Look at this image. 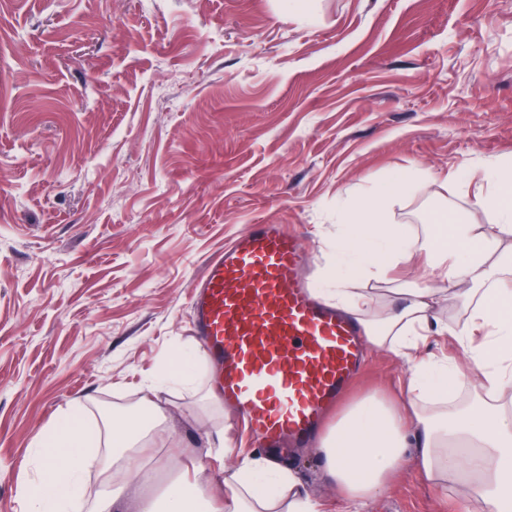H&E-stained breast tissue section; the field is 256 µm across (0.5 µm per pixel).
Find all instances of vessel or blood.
<instances>
[{
	"label": "vessel or blood",
	"instance_id": "b4317fda",
	"mask_svg": "<svg viewBox=\"0 0 512 512\" xmlns=\"http://www.w3.org/2000/svg\"><path fill=\"white\" fill-rule=\"evenodd\" d=\"M309 262L298 233L252 224L205 263L193 296L219 393L263 445L307 444L361 365L357 324L315 296Z\"/></svg>",
	"mask_w": 512,
	"mask_h": 512
}]
</instances>
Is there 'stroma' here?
<instances>
[{
    "instance_id": "obj_1",
    "label": "stroma",
    "mask_w": 512,
    "mask_h": 512,
    "mask_svg": "<svg viewBox=\"0 0 512 512\" xmlns=\"http://www.w3.org/2000/svg\"><path fill=\"white\" fill-rule=\"evenodd\" d=\"M512 158V0H0V512H34L35 445L80 406L103 426L154 398L138 490L193 479L207 431L250 457L232 410L147 383L200 348L190 301L204 264L247 225L300 231L312 281L336 261V211L396 172L427 169L384 220L423 239L438 206L499 237L475 198ZM407 363L367 349L347 395L400 399ZM335 504L318 446L280 457ZM367 512H491L407 468Z\"/></svg>"
}]
</instances>
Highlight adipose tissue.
<instances>
[{"instance_id": "adipose-tissue-1", "label": "adipose tissue", "mask_w": 512, "mask_h": 512, "mask_svg": "<svg viewBox=\"0 0 512 512\" xmlns=\"http://www.w3.org/2000/svg\"><path fill=\"white\" fill-rule=\"evenodd\" d=\"M430 174L418 170L377 186L352 210L338 216L336 264L324 277L334 297L359 324L371 346L387 348L409 365L401 403L374 394L351 403L320 440L325 477L348 512H364L413 465L432 486L462 482L470 498L490 503L493 512H512V255L491 257L475 225L457 223L435 212L424 245L385 223L382 207L397 194L411 193ZM481 207L512 232V164L485 168ZM418 263L433 280L405 288L406 302L383 318L372 316V295L347 289L350 276L378 284L392 280L395 268ZM475 298L458 342L466 359L479 364L475 396L453 406L463 377L456 362L426 348L428 336L443 334L437 300L439 284ZM158 405L148 414L132 412L107 422L101 433L86 427L76 408L59 413L38 446L41 478L35 496L40 512H72L83 495V475L91 465L108 477L94 512H121L133 489L129 472L138 466L150 432L166 425ZM122 452L116 461L92 453L95 442ZM231 490L218 501L203 475L170 485L161 499L138 497L137 512H323L291 470L265 459H243L230 473Z\"/></svg>"}]
</instances>
